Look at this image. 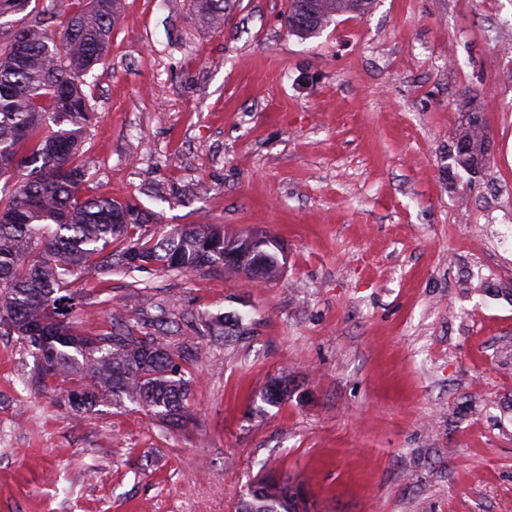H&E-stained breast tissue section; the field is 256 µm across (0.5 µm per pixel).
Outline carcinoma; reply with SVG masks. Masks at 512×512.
Here are the masks:
<instances>
[{"label":"carcinoma","mask_w":512,"mask_h":512,"mask_svg":"<svg viewBox=\"0 0 512 512\" xmlns=\"http://www.w3.org/2000/svg\"><path fill=\"white\" fill-rule=\"evenodd\" d=\"M372 0H289L288 32L314 36L334 17L364 14ZM229 0H193L198 19L224 31ZM125 0H52L34 18L0 33V328L21 336L35 358L29 386L58 391L71 409L127 399L162 421L187 413L190 381L176 353L119 310L106 333L72 329L71 285L82 274L160 264L182 272L224 267V230L194 224L176 233L135 237L142 216L110 198L83 197L82 147L93 113L83 76L108 51ZM489 132L474 117L448 151L452 164L483 172ZM118 239L121 249L112 248ZM271 239L265 275L279 271ZM297 494L263 481L236 512H298Z\"/></svg>","instance_id":"obj_1"}]
</instances>
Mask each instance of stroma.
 <instances>
[{
  "label": "stroma",
  "instance_id": "obj_1",
  "mask_svg": "<svg viewBox=\"0 0 512 512\" xmlns=\"http://www.w3.org/2000/svg\"><path fill=\"white\" fill-rule=\"evenodd\" d=\"M287 14L230 0L217 32L192 0H127L85 78L87 193L147 236H268L284 265L76 283L81 334L116 308L168 320L191 382L178 427L31 389L1 330L0 512H235L260 479L306 512L512 504V0H374L307 39ZM474 111L491 147L470 181L448 150Z\"/></svg>",
  "mask_w": 512,
  "mask_h": 512
}]
</instances>
